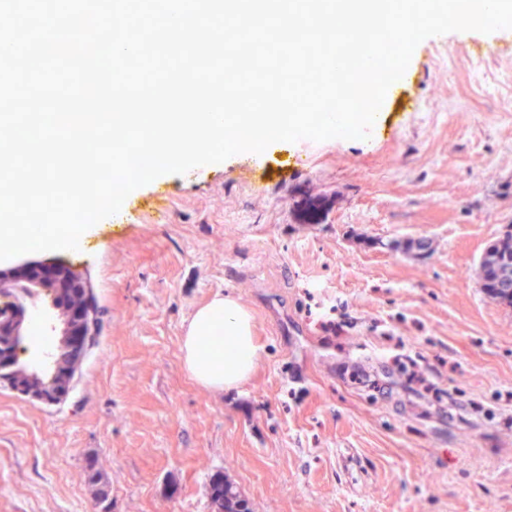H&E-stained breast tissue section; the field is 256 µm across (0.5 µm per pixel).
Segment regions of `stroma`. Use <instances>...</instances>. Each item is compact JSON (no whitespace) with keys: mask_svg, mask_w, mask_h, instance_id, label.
Returning <instances> with one entry per match:
<instances>
[{"mask_svg":"<svg viewBox=\"0 0 512 512\" xmlns=\"http://www.w3.org/2000/svg\"><path fill=\"white\" fill-rule=\"evenodd\" d=\"M478 37L442 35L448 65L420 43L416 82H394L367 139L161 175L78 250L10 258L84 277L100 332L59 402L0 381V512H216L218 471L252 512H512V307L477 278L512 227V117L441 111L512 110V56L475 67ZM218 294L252 313L261 346L224 393L181 353ZM25 305L20 362L51 373L61 311Z\"/></svg>","mask_w":512,"mask_h":512,"instance_id":"35a3bbf8","label":"stroma"}]
</instances>
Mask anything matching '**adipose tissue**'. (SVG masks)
Instances as JSON below:
<instances>
[{"mask_svg": "<svg viewBox=\"0 0 512 512\" xmlns=\"http://www.w3.org/2000/svg\"><path fill=\"white\" fill-rule=\"evenodd\" d=\"M182 353L186 371L200 385L218 392L239 388L260 357L252 314L236 299L216 295L192 315Z\"/></svg>", "mask_w": 512, "mask_h": 512, "instance_id": "obj_1", "label": "adipose tissue"}]
</instances>
